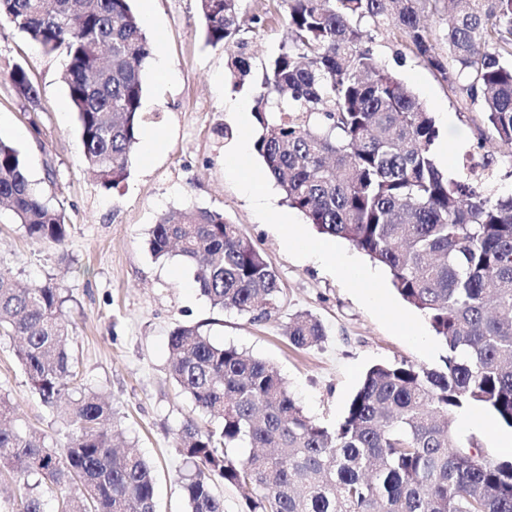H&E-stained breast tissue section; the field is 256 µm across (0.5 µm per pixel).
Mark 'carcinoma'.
Segmentation results:
<instances>
[{"label":"carcinoma","instance_id":"carcinoma-1","mask_svg":"<svg viewBox=\"0 0 512 512\" xmlns=\"http://www.w3.org/2000/svg\"><path fill=\"white\" fill-rule=\"evenodd\" d=\"M288 36L254 96V148L287 205L321 234L387 267L398 293L429 319L446 348L441 369L407 361L372 366L342 421L306 417L272 364L216 345L201 324L169 336L171 381L203 422L187 418L176 449L187 512H224L216 482L249 488L242 512H512V461L463 445L454 413L481 406L512 428V194L497 195L493 160L469 157L456 177L437 165L427 108L365 47L369 27L395 29L478 108L512 163V0H284ZM448 14V58L421 24L427 5ZM207 43L224 47L236 85L253 81L239 39V0H198ZM7 19L45 53L68 57L65 83L81 157L119 187L137 143L151 46L130 0H0ZM9 78L35 108L39 89L15 65ZM0 203L25 233L56 245L68 225L30 180L21 151L0 138ZM156 260L197 263L215 307L267 321L284 293L265 256L224 213L189 208L154 224ZM63 286L18 284L0 271V339L48 406H69L67 442L18 424L0 396V477L16 485L12 512H156L153 467L112 448L115 417L77 376L65 339ZM296 348L320 345L322 322L289 317Z\"/></svg>","mask_w":512,"mask_h":512}]
</instances>
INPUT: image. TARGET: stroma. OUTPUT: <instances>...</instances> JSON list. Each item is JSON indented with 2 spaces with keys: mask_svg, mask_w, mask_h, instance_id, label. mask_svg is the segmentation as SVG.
<instances>
[{
  "mask_svg": "<svg viewBox=\"0 0 512 512\" xmlns=\"http://www.w3.org/2000/svg\"><path fill=\"white\" fill-rule=\"evenodd\" d=\"M131 6L152 16L140 131L155 133L159 143L150 152L136 144L129 176L115 189L101 186L82 161L63 81L65 57L42 52L0 20V137L20 148L30 180L53 196L69 226L63 245L38 241L0 207V269L22 283L52 279L64 285L66 346L82 383L110 400L121 440L155 468L158 512H185L178 478L186 465L174 440L194 406L167 377L168 338L177 325L205 324L214 343L273 364L303 412L330 426L343 419L372 365L405 360L437 368L445 349L428 318L399 296L387 268L339 238L333 254L313 255L308 247L321 234L284 203L276 183L268 185V205L246 193L232 159L240 144H253L254 118L230 103L252 104L255 88L233 85L223 48L205 39L197 0H131ZM239 13L238 36L248 44L254 75H262L287 37V5L240 0ZM367 46L427 106L443 146L436 155L439 168L453 177L464 154L499 156L497 138L483 127L476 107L452 95L405 37L378 29ZM16 64L40 90L37 109L18 97L9 80ZM222 124L231 138L216 134ZM192 206L222 211L264 253L286 294L277 318L254 322L215 308L197 289L193 264L152 257L150 231L158 218ZM284 214L299 235L298 246L282 243ZM342 258L364 274L362 284L336 273ZM297 312L323 323L321 346L298 350L289 344L284 326ZM0 392L9 394L22 423L64 442L63 409L41 401L7 339L0 341ZM453 429L461 439H476L488 459H507L498 443L504 427L491 412L466 406L454 414Z\"/></svg>",
  "mask_w": 512,
  "mask_h": 512,
  "instance_id": "stroma-1",
  "label": "stroma"
}]
</instances>
